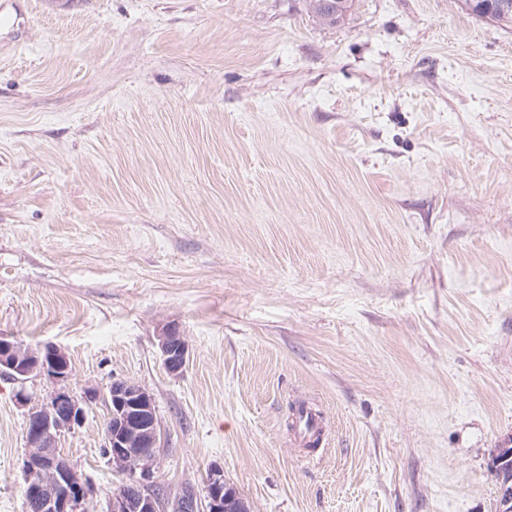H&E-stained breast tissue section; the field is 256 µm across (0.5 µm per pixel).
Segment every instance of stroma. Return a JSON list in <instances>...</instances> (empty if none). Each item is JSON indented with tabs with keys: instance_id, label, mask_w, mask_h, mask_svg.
<instances>
[{
	"instance_id": "1",
	"label": "stroma",
	"mask_w": 512,
	"mask_h": 512,
	"mask_svg": "<svg viewBox=\"0 0 512 512\" xmlns=\"http://www.w3.org/2000/svg\"><path fill=\"white\" fill-rule=\"evenodd\" d=\"M190 349L171 375L158 334ZM149 391L156 484L495 512L512 448V29L462 0H0V336ZM0 376V512H26ZM325 440L294 444L293 402ZM96 401L58 446L106 512ZM321 0H309L308 6L311 12L320 19L324 24L328 25H336L344 20L348 12L351 10L353 6V0H330L333 2V10L330 12H322L320 7ZM336 2L341 3V10L336 13Z\"/></svg>"
}]
</instances>
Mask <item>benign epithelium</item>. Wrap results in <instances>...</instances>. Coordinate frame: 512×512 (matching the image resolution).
Wrapping results in <instances>:
<instances>
[{
  "label": "benign epithelium",
  "mask_w": 512,
  "mask_h": 512,
  "mask_svg": "<svg viewBox=\"0 0 512 512\" xmlns=\"http://www.w3.org/2000/svg\"><path fill=\"white\" fill-rule=\"evenodd\" d=\"M158 348L167 371L181 374L190 352L176 326L161 329ZM0 375L19 383L33 375H44L62 383L70 378L71 365L67 353L58 346L47 344L34 349L1 336ZM100 397L108 408V461L118 471H131L123 486L108 496L107 512H250L242 497L226 492L228 484L219 467L209 471L202 496L194 489H182L173 495L157 490L153 481L156 453L145 452L159 447L160 423L153 400L141 387L122 380L113 381L104 394L88 388L77 397L59 388L45 404L28 411L24 426V493L27 504L37 512H79L89 497L87 485L74 480L73 470L61 463L57 439L82 424L86 409Z\"/></svg>",
  "instance_id": "7a95c632"
}]
</instances>
